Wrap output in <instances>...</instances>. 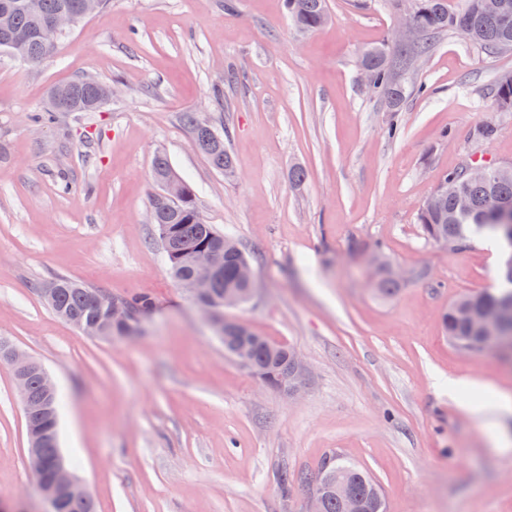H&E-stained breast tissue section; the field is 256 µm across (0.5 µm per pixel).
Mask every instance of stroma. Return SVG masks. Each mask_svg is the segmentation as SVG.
<instances>
[{
	"label": "stroma",
	"mask_w": 512,
	"mask_h": 512,
	"mask_svg": "<svg viewBox=\"0 0 512 512\" xmlns=\"http://www.w3.org/2000/svg\"><path fill=\"white\" fill-rule=\"evenodd\" d=\"M327 5L330 22L305 33L284 0H111L40 67L0 54V338L53 375L60 448L98 512H306L276 475L334 453L378 481L388 512H512V403L498 405L512 363L461 352L441 320L456 297L496 287L500 247L451 252L417 222L444 174L512 166V112L490 94L512 51L442 35L392 113L359 57L391 41L397 0ZM229 68L241 77L216 112ZM80 76L111 84V101L36 121L49 89ZM188 111L225 132L232 174L197 149ZM160 151L252 265L255 296L225 316L300 354L298 398L226 354L171 280L148 221ZM376 250L407 274L387 300L370 281ZM57 275L155 306L135 336H86L36 291ZM28 446L0 365V502L45 512Z\"/></svg>",
	"instance_id": "1"
}]
</instances>
